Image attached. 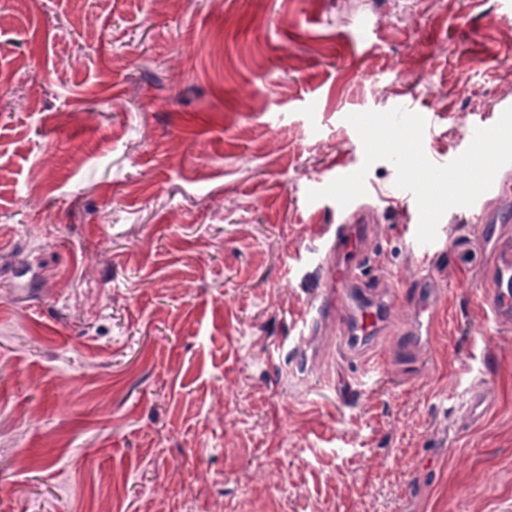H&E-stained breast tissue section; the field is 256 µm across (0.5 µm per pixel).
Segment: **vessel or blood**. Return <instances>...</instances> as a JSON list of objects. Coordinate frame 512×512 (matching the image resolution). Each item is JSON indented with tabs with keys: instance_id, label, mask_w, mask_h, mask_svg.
Returning a JSON list of instances; mask_svg holds the SVG:
<instances>
[{
	"instance_id": "vessel-or-blood-1",
	"label": "vessel or blood",
	"mask_w": 512,
	"mask_h": 512,
	"mask_svg": "<svg viewBox=\"0 0 512 512\" xmlns=\"http://www.w3.org/2000/svg\"><path fill=\"white\" fill-rule=\"evenodd\" d=\"M476 239L484 254L480 269L481 298L492 320L499 326H512V164L497 172L491 188L471 207ZM343 220L327 227L312 271L307 275L311 300L307 313L295 320L298 330L291 348L275 346L274 355H289L306 368L310 356L307 337L330 318L336 304H343L345 320L338 329L336 352L341 360L353 362L367 351H374L373 367H381L389 346L392 311L402 297L394 279L375 275L377 257L367 241L376 233L372 209L348 204L342 207ZM411 317L402 324L399 344L415 350L433 342L434 311L439 298L430 286V277L420 274L410 285ZM467 405L472 423L485 420L490 403L483 388L471 389Z\"/></svg>"
}]
</instances>
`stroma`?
<instances>
[{"label": "stroma", "instance_id": "stroma-1", "mask_svg": "<svg viewBox=\"0 0 512 512\" xmlns=\"http://www.w3.org/2000/svg\"><path fill=\"white\" fill-rule=\"evenodd\" d=\"M503 2L0 0V512L512 506V327L457 253L416 367L268 358L341 220L308 191L364 166L348 115L409 104L451 162L512 103ZM367 169L404 286L417 202ZM467 405L472 423L478 424L485 420L490 409V403L482 387L473 388L468 392Z\"/></svg>", "mask_w": 512, "mask_h": 512}]
</instances>
